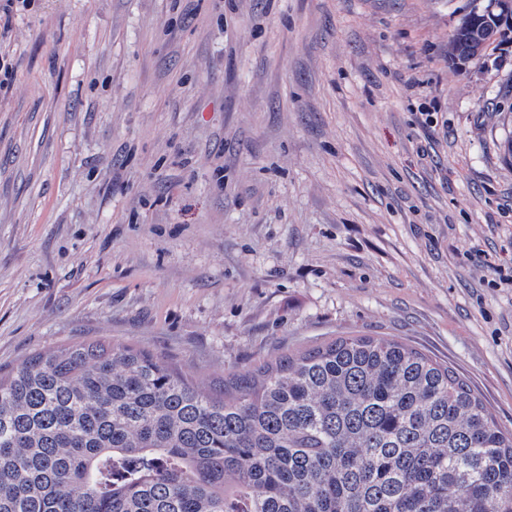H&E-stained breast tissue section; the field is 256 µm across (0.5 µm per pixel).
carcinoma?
<instances>
[{"mask_svg": "<svg viewBox=\"0 0 512 512\" xmlns=\"http://www.w3.org/2000/svg\"><path fill=\"white\" fill-rule=\"evenodd\" d=\"M495 3L470 0L451 58L512 38ZM0 512H512V432L452 367L386 336L217 390L84 340L0 374Z\"/></svg>", "mask_w": 512, "mask_h": 512, "instance_id": "obj_1", "label": "carcinoma"}]
</instances>
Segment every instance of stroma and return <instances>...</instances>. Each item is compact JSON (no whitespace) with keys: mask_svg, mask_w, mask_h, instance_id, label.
<instances>
[{"mask_svg":"<svg viewBox=\"0 0 512 512\" xmlns=\"http://www.w3.org/2000/svg\"><path fill=\"white\" fill-rule=\"evenodd\" d=\"M468 0H38L0 27V368L64 342L216 383L413 345L512 430V40ZM481 0H470V9L465 13L460 23L448 36L449 54L453 59L467 60L478 56H486L488 49H495L502 42L511 37L508 31H501L491 18L496 13L493 8L497 0H487V4L479 3ZM487 19L490 22H486Z\"/></svg>","mask_w":512,"mask_h":512,"instance_id":"35a3bbf8","label":"stroma"}]
</instances>
